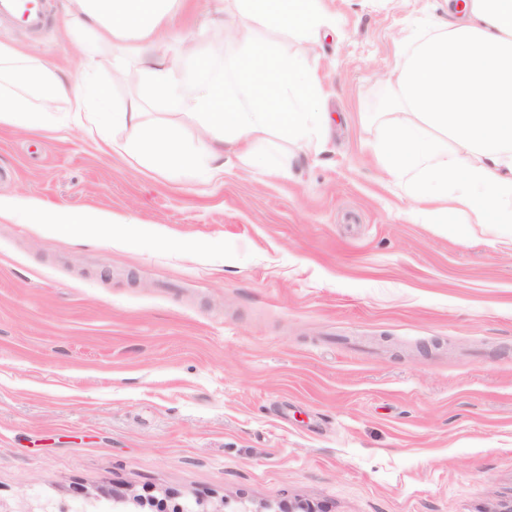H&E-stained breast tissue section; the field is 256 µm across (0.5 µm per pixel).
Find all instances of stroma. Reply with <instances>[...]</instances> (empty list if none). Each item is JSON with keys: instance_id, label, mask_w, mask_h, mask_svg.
<instances>
[{"instance_id": "stroma-1", "label": "stroma", "mask_w": 512, "mask_h": 512, "mask_svg": "<svg viewBox=\"0 0 512 512\" xmlns=\"http://www.w3.org/2000/svg\"><path fill=\"white\" fill-rule=\"evenodd\" d=\"M178 0L185 68L237 47ZM52 0L0 42L78 72ZM438 0H332L317 41L262 30L319 65L322 150L272 136L267 169L166 173L65 127L0 129V198L127 225L90 240L0 219V501L109 512L151 493L224 512H495L512 500V226L415 218L372 146L397 45ZM104 48L110 105L139 95Z\"/></svg>"}]
</instances>
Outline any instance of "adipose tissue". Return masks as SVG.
Segmentation results:
<instances>
[{"instance_id": "obj_1", "label": "adipose tissue", "mask_w": 512, "mask_h": 512, "mask_svg": "<svg viewBox=\"0 0 512 512\" xmlns=\"http://www.w3.org/2000/svg\"><path fill=\"white\" fill-rule=\"evenodd\" d=\"M327 0H213L214 34L232 40L236 58L218 77L200 79L178 66L165 45L172 33L175 0H67L64 25L78 36V52L93 66L103 46H118L116 66L134 69L147 91L122 109L93 108L92 91L45 61L0 42V128L24 126L49 133L51 116L66 103L78 124L102 130L105 121L140 131L136 155L164 171L206 165L224 171L225 153L257 167L266 163L271 132L289 144L310 146L324 136L328 116L318 103L321 88L308 60L264 54L257 29L297 31L311 37L335 23ZM390 125L375 154L386 174L405 186L428 224L457 213L471 224H512V0H467L462 11L445 10L437 33L401 64L392 82ZM164 103L190 115L200 129L195 148L169 124L146 127L144 101ZM459 187L449 196V184ZM20 214L38 229L62 234L116 233L119 223L65 208L0 200V217Z\"/></svg>"}]
</instances>
